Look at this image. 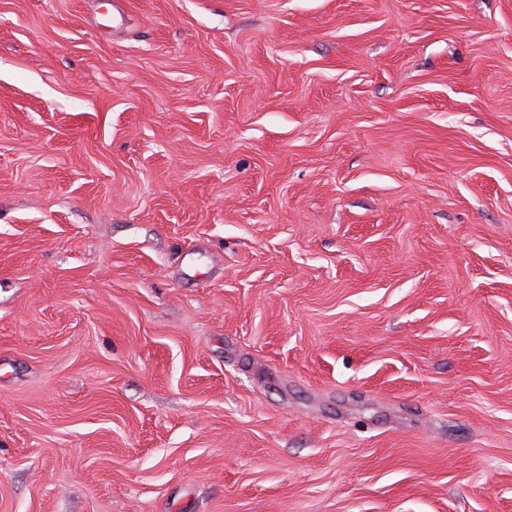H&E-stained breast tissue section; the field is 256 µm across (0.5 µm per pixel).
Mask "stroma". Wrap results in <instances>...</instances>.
<instances>
[{
  "mask_svg": "<svg viewBox=\"0 0 512 512\" xmlns=\"http://www.w3.org/2000/svg\"><path fill=\"white\" fill-rule=\"evenodd\" d=\"M0 512H512V0H0Z\"/></svg>",
  "mask_w": 512,
  "mask_h": 512,
  "instance_id": "stroma-1",
  "label": "stroma"
}]
</instances>
